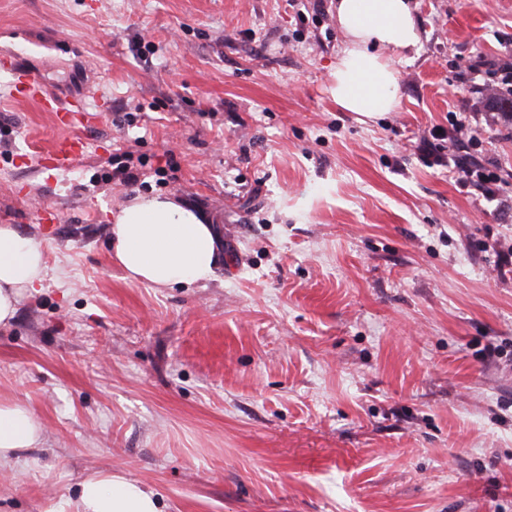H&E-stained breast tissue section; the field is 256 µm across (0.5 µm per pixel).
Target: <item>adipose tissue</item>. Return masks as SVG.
Instances as JSON below:
<instances>
[{
    "label": "adipose tissue",
    "instance_id": "1",
    "mask_svg": "<svg viewBox=\"0 0 512 512\" xmlns=\"http://www.w3.org/2000/svg\"><path fill=\"white\" fill-rule=\"evenodd\" d=\"M344 41L331 71L339 108L365 123L399 104L397 62L420 48L410 0H331ZM109 245L129 280L159 288L209 281L220 242L194 207L171 196H138L113 217ZM47 275L44 253L30 237L0 224V325L16 317L20 300ZM43 428L24 404H0V464L35 448ZM80 512H162L154 491L119 474H94L79 485Z\"/></svg>",
    "mask_w": 512,
    "mask_h": 512
}]
</instances>
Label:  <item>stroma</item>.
<instances>
[{"mask_svg": "<svg viewBox=\"0 0 512 512\" xmlns=\"http://www.w3.org/2000/svg\"><path fill=\"white\" fill-rule=\"evenodd\" d=\"M413 4L399 106L362 124L314 0H0V52L101 105L79 164L43 168L65 131L0 75V224L47 264L0 326V402L44 428L0 512H76L110 471L163 512H512V211L422 142L480 108L459 75L512 51V0ZM158 193L216 227L208 282L113 261V213Z\"/></svg>", "mask_w": 512, "mask_h": 512, "instance_id": "stroma-1", "label": "stroma"}]
</instances>
